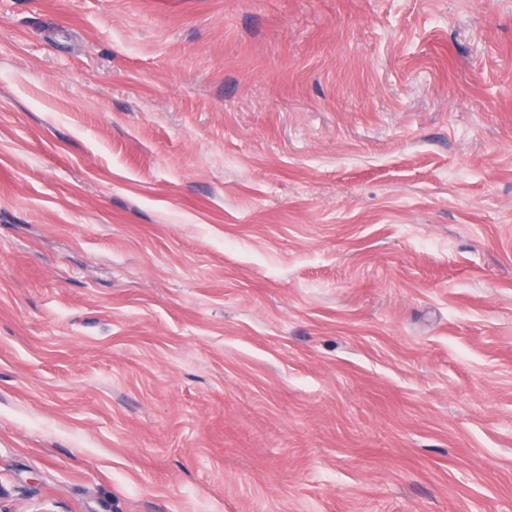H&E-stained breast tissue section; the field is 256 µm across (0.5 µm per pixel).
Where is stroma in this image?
<instances>
[{"label":"stroma","mask_w":512,"mask_h":512,"mask_svg":"<svg viewBox=\"0 0 512 512\" xmlns=\"http://www.w3.org/2000/svg\"><path fill=\"white\" fill-rule=\"evenodd\" d=\"M13 512H512V0H0Z\"/></svg>","instance_id":"35a3bbf8"}]
</instances>
